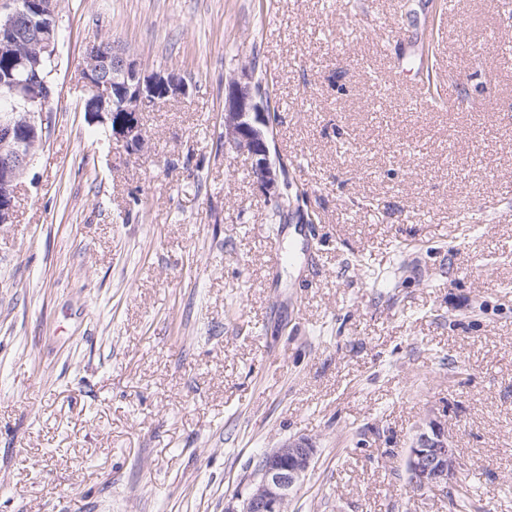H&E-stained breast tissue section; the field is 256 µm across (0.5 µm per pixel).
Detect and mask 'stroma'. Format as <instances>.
Here are the masks:
<instances>
[{
    "label": "stroma",
    "mask_w": 512,
    "mask_h": 512,
    "mask_svg": "<svg viewBox=\"0 0 512 512\" xmlns=\"http://www.w3.org/2000/svg\"><path fill=\"white\" fill-rule=\"evenodd\" d=\"M59 29L50 139L0 224V512H225L297 436L288 512H458L408 485L429 417L467 512H512L506 0H60ZM91 41L190 86L137 159L83 111ZM245 74L277 113L275 222L220 138Z\"/></svg>",
    "instance_id": "obj_1"
}]
</instances>
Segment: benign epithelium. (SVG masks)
I'll return each instance as SVG.
<instances>
[{"instance_id":"obj_1","label":"benign epithelium","mask_w":512,"mask_h":512,"mask_svg":"<svg viewBox=\"0 0 512 512\" xmlns=\"http://www.w3.org/2000/svg\"><path fill=\"white\" fill-rule=\"evenodd\" d=\"M10 3L9 10L0 13V35L15 43L21 41L24 31L36 32L32 50L17 55V67L35 73L43 62L57 55L58 0ZM80 74L88 91L83 109L89 121L109 128L112 143L130 159L147 148L143 114L189 91L179 72L149 70L125 52L104 51L97 41L85 46ZM0 85L17 98L11 110L0 114V224H9L20 180L27 173L33 152L46 144L56 90L45 81L16 84L10 75L0 80ZM266 107L260 85L235 77L224 82V148L247 156L255 183L268 199L279 202V174L284 167H276L271 160L273 124ZM315 458L316 448L302 436L264 453L241 508L226 512H288L294 495L314 468ZM404 464L413 489H447L459 468L458 449L448 436V427L427 419L406 449Z\"/></svg>"}]
</instances>
